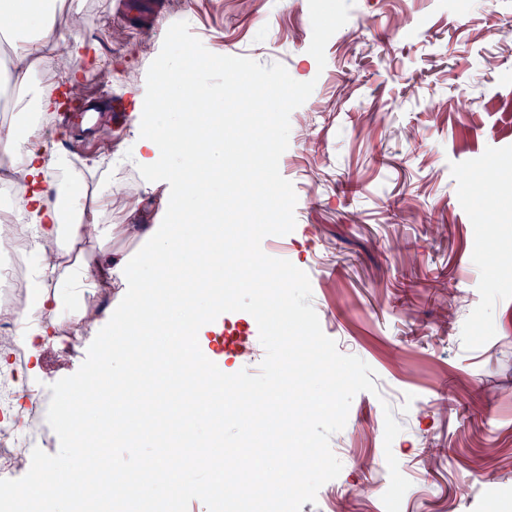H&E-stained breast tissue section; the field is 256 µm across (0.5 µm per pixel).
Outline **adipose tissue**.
<instances>
[{"label": "adipose tissue", "mask_w": 512, "mask_h": 512, "mask_svg": "<svg viewBox=\"0 0 512 512\" xmlns=\"http://www.w3.org/2000/svg\"><path fill=\"white\" fill-rule=\"evenodd\" d=\"M58 9L57 0H0V16L15 25L10 65L4 72L7 81L23 87L52 59L72 62V55L65 53L60 42L63 26L57 20ZM188 87V82L176 80L172 71L157 72L156 99L147 111L135 112L133 119L138 133L136 166L145 185L160 183L162 176L174 169L179 173L182 194L168 197L149 223L140 219L137 196H127L124 206L129 221L118 230L135 242V250L113 252L111 259L92 265L77 262L73 254L86 240V225H96L98 238L108 235L109 228L100 224L99 216L112 205L111 189L94 191L89 197L77 190L62 189L57 175L66 169L67 159L53 143L37 132L21 136L11 128L0 131V166L12 174L17 208L31 228L30 244L36 256L26 290L34 313L14 315L18 324L15 342L31 357L21 379L26 389L13 402L15 412L26 410L28 390L41 375L42 346L48 337L58 335L64 311L78 308L85 293L118 288L120 306L130 316L137 311L136 298L147 295L161 314L156 334L171 342H180V331L187 325L196 337L218 333L213 319L224 308V291L209 284L205 275L222 242L210 240L204 226L180 229L170 224L169 218L183 199L195 192V181L189 176L195 159L204 158L213 167H223L225 143L245 140L248 131L240 126L228 127L220 138L198 135L190 142L188 152H164L160 146L163 139H180L166 117L173 103L187 96ZM181 251L192 256L199 275L198 290L207 296L206 307H197L187 299L184 282L166 269L167 260Z\"/></svg>", "instance_id": "1"}]
</instances>
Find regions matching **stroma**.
I'll list each match as a JSON object with an SVG mask.
<instances>
[{
	"label": "stroma",
	"instance_id": "obj_1",
	"mask_svg": "<svg viewBox=\"0 0 512 512\" xmlns=\"http://www.w3.org/2000/svg\"><path fill=\"white\" fill-rule=\"evenodd\" d=\"M181 20L211 53L316 82L279 160L296 226L262 249L307 273L324 334L376 373V393H358L330 438L342 464L333 512H385L389 451L411 483L401 512H512V250L478 266L474 230L487 209L494 240L512 239V0H355L322 68L308 52V0H190L144 33L98 0L64 44L85 50L76 76L111 71L105 92L131 105ZM489 164L493 191L466 193L462 175ZM224 328L246 348L227 355L232 371L264 355L252 315L225 313ZM94 337L40 352L46 453L60 446L50 386ZM388 409L402 426L389 447Z\"/></svg>",
	"mask_w": 512,
	"mask_h": 512
}]
</instances>
